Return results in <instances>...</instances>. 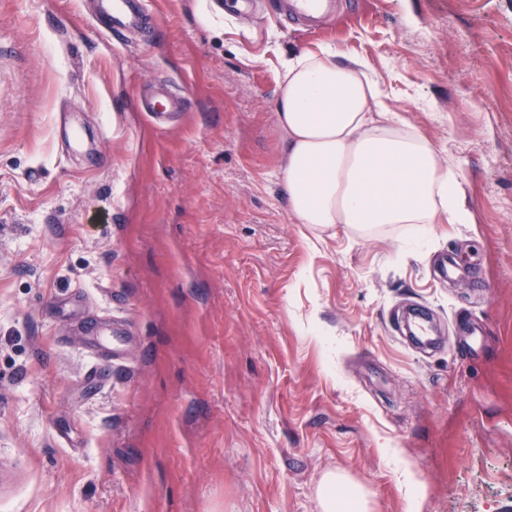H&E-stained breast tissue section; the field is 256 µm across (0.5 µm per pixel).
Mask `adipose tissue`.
<instances>
[{
	"label": "adipose tissue",
	"mask_w": 512,
	"mask_h": 512,
	"mask_svg": "<svg viewBox=\"0 0 512 512\" xmlns=\"http://www.w3.org/2000/svg\"><path fill=\"white\" fill-rule=\"evenodd\" d=\"M363 59L325 46L290 57L276 121L285 135L284 182L296 223L343 224L368 234L390 224H464L463 188L446 149L389 112ZM336 475L323 512H366L364 494Z\"/></svg>",
	"instance_id": "adipose-tissue-1"
}]
</instances>
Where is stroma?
<instances>
[{
	"label": "stroma",
	"instance_id": "1",
	"mask_svg": "<svg viewBox=\"0 0 512 512\" xmlns=\"http://www.w3.org/2000/svg\"><path fill=\"white\" fill-rule=\"evenodd\" d=\"M142 2L131 33L0 0V512H322L330 472L369 512H512V0ZM328 45L453 157L469 223H294L282 65Z\"/></svg>",
	"mask_w": 512,
	"mask_h": 512
}]
</instances>
